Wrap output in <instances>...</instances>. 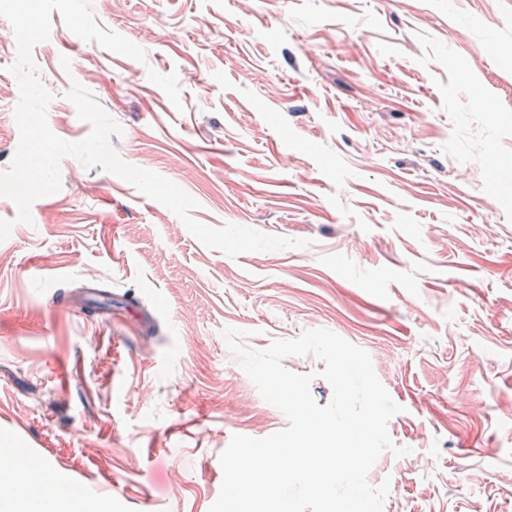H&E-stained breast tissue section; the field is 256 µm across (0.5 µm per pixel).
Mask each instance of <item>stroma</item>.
I'll return each instance as SVG.
<instances>
[{
  "label": "stroma",
  "instance_id": "35a3bbf8",
  "mask_svg": "<svg viewBox=\"0 0 512 512\" xmlns=\"http://www.w3.org/2000/svg\"><path fill=\"white\" fill-rule=\"evenodd\" d=\"M92 8L145 59L53 14L32 51L51 130L89 135L80 83L120 157L193 197L196 221L308 245L229 257L73 157L32 224L0 196V448L35 449L78 512H209L232 436L288 426L225 330L262 350L325 328L402 408L388 432L407 455L368 474L390 483L383 512H512V0ZM16 57L0 17V171Z\"/></svg>",
  "mask_w": 512,
  "mask_h": 512
}]
</instances>
